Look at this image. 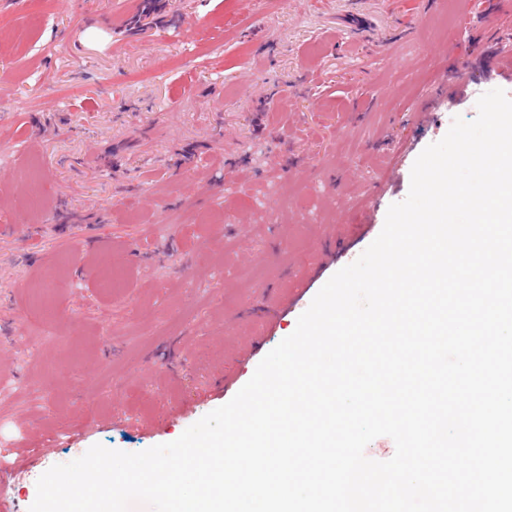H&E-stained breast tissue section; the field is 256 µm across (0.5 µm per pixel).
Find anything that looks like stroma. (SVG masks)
I'll list each match as a JSON object with an SVG mask.
<instances>
[{
    "label": "stroma",
    "mask_w": 512,
    "mask_h": 512,
    "mask_svg": "<svg viewBox=\"0 0 512 512\" xmlns=\"http://www.w3.org/2000/svg\"><path fill=\"white\" fill-rule=\"evenodd\" d=\"M0 0V487L229 402L474 120L512 0ZM38 25H31V18Z\"/></svg>",
    "instance_id": "35a3bbf8"
}]
</instances>
